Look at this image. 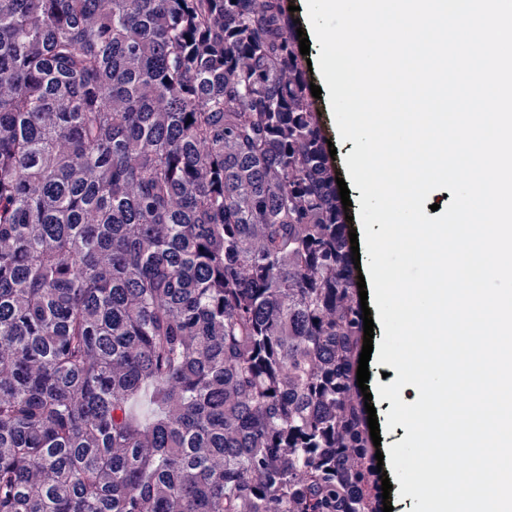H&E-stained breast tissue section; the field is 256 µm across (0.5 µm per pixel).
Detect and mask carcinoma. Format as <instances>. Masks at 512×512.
Returning a JSON list of instances; mask_svg holds the SVG:
<instances>
[{
  "label": "carcinoma",
  "mask_w": 512,
  "mask_h": 512,
  "mask_svg": "<svg viewBox=\"0 0 512 512\" xmlns=\"http://www.w3.org/2000/svg\"><path fill=\"white\" fill-rule=\"evenodd\" d=\"M284 0H0V512H375Z\"/></svg>",
  "instance_id": "1"
}]
</instances>
